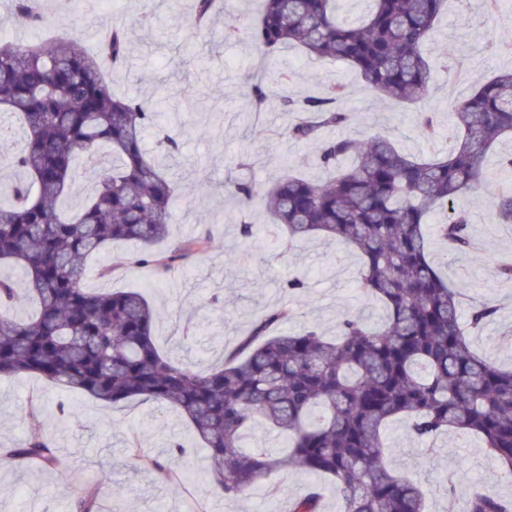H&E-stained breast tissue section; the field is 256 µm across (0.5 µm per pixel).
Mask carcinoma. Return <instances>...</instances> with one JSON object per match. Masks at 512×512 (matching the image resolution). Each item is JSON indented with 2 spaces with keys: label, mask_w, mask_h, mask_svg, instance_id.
Wrapping results in <instances>:
<instances>
[{
  "label": "carcinoma",
  "mask_w": 512,
  "mask_h": 512,
  "mask_svg": "<svg viewBox=\"0 0 512 512\" xmlns=\"http://www.w3.org/2000/svg\"><path fill=\"white\" fill-rule=\"evenodd\" d=\"M350 0H263L252 24L241 30L234 9H224V38H246L273 65L282 49L301 46L320 60L343 62L373 92L417 105L426 97L431 65L424 54L445 0H370L357 22ZM216 0H194L189 20L205 29ZM25 28L53 22L43 0H11ZM90 55L64 38L48 44L0 43V112L24 125V145L12 166L20 178L0 205V380L35 375L64 392L85 393L113 406L129 400L172 408L191 423L207 449L212 491L245 495L275 470L289 466L336 483L341 512H426L419 485L385 453L386 427L408 423L420 440L449 432L478 437L512 475V369L504 371L478 354L472 332L496 313L488 302L470 305L461 318L463 294L438 271L428 239V219H446L437 232L452 253L473 247L468 219L456 199L481 182L485 156L512 133V71L496 75L453 105L455 122L445 157L404 152L387 137L360 141L324 138L321 130L348 124L336 107L343 87L320 97L269 95L265 78L248 85L250 112L271 106L294 115L283 132L297 142H317L324 177L285 175L262 194L270 223L286 247L312 237L342 243L361 260L356 290L383 309L379 325L360 314L337 323L326 338L315 323L292 334L276 332L293 309L280 304L252 324L224 361L207 370L161 353L153 327L160 312L138 291L91 292L85 287L88 259L115 240L140 249L126 265L164 276L180 263L207 253L209 231L159 252L169 235L178 182L165 173L176 149L160 142V155L143 146L144 131L159 113L150 98L119 97L106 77V60L122 66L129 53L123 24ZM418 133L435 135L433 115L416 113ZM107 149L111 166L96 171ZM83 172L94 189L79 209L63 204ZM257 194L242 177L224 181V195L246 206ZM499 223L512 224V186L492 197ZM22 274L34 312L17 320L20 301L13 271ZM262 423L284 434L282 451L246 449L243 439ZM183 446L172 444L168 460L146 459L159 479H179ZM0 461L25 470L56 468L51 441L35 435L14 448H0ZM90 488L72 512H99ZM322 488L311 485L292 499L291 512H321ZM468 512H512L507 499L486 489L470 498Z\"/></svg>",
  "instance_id": "carcinoma-1"
}]
</instances>
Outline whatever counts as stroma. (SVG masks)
I'll return each mask as SVG.
<instances>
[{
    "label": "stroma",
    "mask_w": 512,
    "mask_h": 512,
    "mask_svg": "<svg viewBox=\"0 0 512 512\" xmlns=\"http://www.w3.org/2000/svg\"><path fill=\"white\" fill-rule=\"evenodd\" d=\"M47 2L57 16L55 33L77 31L89 52L98 44L86 39L88 28L125 23L130 51L125 68L110 73L112 90L119 95L165 96L170 108L159 126L145 130L143 145L155 150L159 138L168 136L179 146L169 162V174L182 189L169 238H190L205 230L213 236L206 254L162 278L142 268L101 278L103 269L120 264L135 248L128 241L113 243L88 260L87 288L142 291L160 310L155 329L159 350L198 367L220 362L256 319L285 300L296 314L281 325L284 333L311 322L332 337L341 315L375 311V304L357 296L359 258L354 252L318 238L287 248L269 224L261 199H254L243 213L235 200L221 196L231 175L248 178L260 188L290 169L311 180L321 175L315 143L281 142L276 137L291 122V114L244 111L242 93L253 72L254 53L247 39L225 40L223 15L197 32L185 22L193 0ZM426 53L431 63L427 106L440 129L430 142L415 129L411 106L377 98L347 65L307 57L295 47L281 52L278 65L291 73L288 91L293 95L317 96L326 85H344L339 105L350 116L344 134L384 135L405 152L430 157L451 147L447 130L454 122L453 102L512 69V9L499 4L489 12L483 0H470L465 7L450 0ZM511 154L512 136L507 135L488 151L480 186L455 204L468 215L469 231L481 241V249L451 255L439 237L431 239L432 254L446 256L442 270L460 287L464 303L487 301L496 307L493 320L474 334L473 344L507 369L512 367V343H505L503 336L512 331V280L500 277L498 262L512 253V224L498 223L491 200L512 184V170L500 163ZM201 178L208 193L197 188ZM243 218L253 226L248 239L240 233ZM294 276L301 277L305 287L291 298L283 285ZM61 401L75 408V416L57 414ZM35 432L52 439L65 465L20 473L0 464V512H71L73 500L104 471L127 495L102 491L101 512H266L270 506L288 512L289 499L304 493L312 481L299 470H279L246 497L212 495L211 477L201 466L206 450L177 413L137 400L112 408L32 376L0 380V448L19 445ZM386 436L392 458L424 490L429 512H465L478 486L512 497V477L475 437L450 433L421 441L401 421L391 424ZM175 442L188 448L195 463L191 479L183 483L160 482L128 453L136 445L164 460Z\"/></svg>",
    "instance_id": "stroma-1"
}]
</instances>
